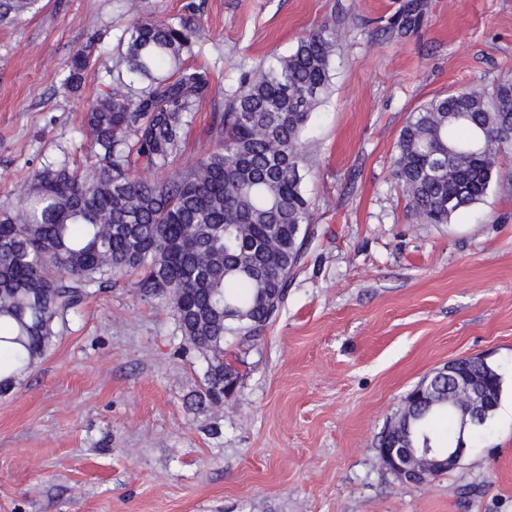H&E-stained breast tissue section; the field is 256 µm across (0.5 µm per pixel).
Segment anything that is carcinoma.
Segmentation results:
<instances>
[{
  "instance_id": "carcinoma-1",
  "label": "carcinoma",
  "mask_w": 512,
  "mask_h": 512,
  "mask_svg": "<svg viewBox=\"0 0 512 512\" xmlns=\"http://www.w3.org/2000/svg\"><path fill=\"white\" fill-rule=\"evenodd\" d=\"M39 2L0 0V23ZM196 34L184 21L136 20L123 62L141 86L117 79L84 115L94 166L50 162L32 175L28 196L0 213V394L53 346L58 319L119 274H139L141 294L170 305L181 347L206 364L204 403L238 379L224 342L255 341L276 319L309 238L303 135L329 88L339 34L315 29L242 77L215 116L216 149L169 177L195 105L211 93L206 71L182 66ZM89 68L90 53L77 50L62 65L65 84L80 89ZM511 147L512 82L489 96L468 88L410 116L394 175L416 218L448 224L483 201ZM140 167L156 177L140 178ZM463 364L500 402L499 368L481 357ZM397 437L440 454L458 445L445 383L431 400L404 402L377 447Z\"/></svg>"
}]
</instances>
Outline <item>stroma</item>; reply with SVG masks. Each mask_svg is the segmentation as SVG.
<instances>
[{
  "label": "stroma",
  "instance_id": "stroma-1",
  "mask_svg": "<svg viewBox=\"0 0 512 512\" xmlns=\"http://www.w3.org/2000/svg\"><path fill=\"white\" fill-rule=\"evenodd\" d=\"M42 0L0 25V207L45 164L94 161L82 126L125 69L134 18L197 30L185 66L212 94L180 167L215 146L219 92L306 32L336 27L332 85L304 135L311 237L277 320L231 343L233 397L195 405L205 364L169 305L124 275L57 323L51 350L0 396V512H512V150L504 177L448 224H422L393 175L432 98L512 81V0ZM102 40L80 90L60 64ZM466 356L500 367L483 442L423 486L376 440L425 377Z\"/></svg>",
  "mask_w": 512,
  "mask_h": 512
}]
</instances>
